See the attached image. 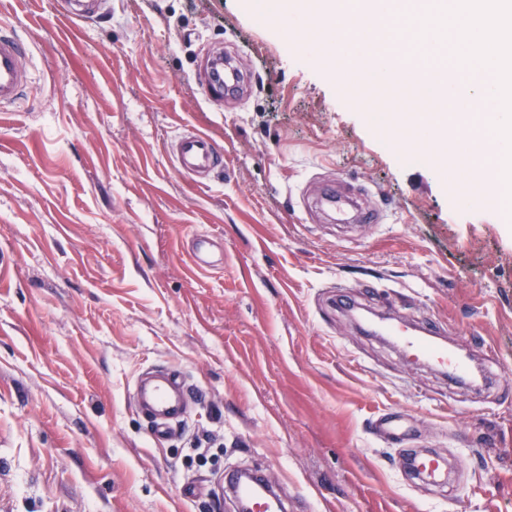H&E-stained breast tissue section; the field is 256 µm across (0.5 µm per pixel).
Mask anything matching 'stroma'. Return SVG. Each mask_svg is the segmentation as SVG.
Listing matches in <instances>:
<instances>
[{
  "instance_id": "1",
  "label": "stroma",
  "mask_w": 512,
  "mask_h": 512,
  "mask_svg": "<svg viewBox=\"0 0 512 512\" xmlns=\"http://www.w3.org/2000/svg\"><path fill=\"white\" fill-rule=\"evenodd\" d=\"M251 0H0L31 83L0 106V512H232L225 470H265L288 512H512V234L464 204L421 132L416 84L337 71L316 18L300 42ZM249 76L210 98L201 58ZM200 130L215 177L176 171ZM373 224H331L322 183ZM211 241L208 270L189 258ZM437 325L485 373L458 385L358 331L336 305ZM171 367L203 393L157 442L130 394ZM384 412L448 463L440 487L378 436ZM219 146L210 135L193 131L175 137L171 154L176 168L196 181L209 179L216 167Z\"/></svg>"
}]
</instances>
